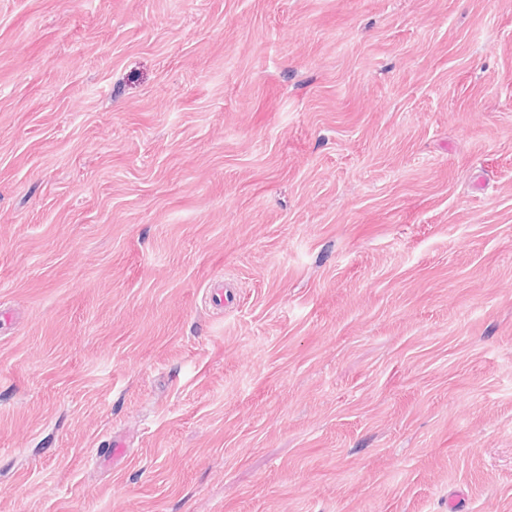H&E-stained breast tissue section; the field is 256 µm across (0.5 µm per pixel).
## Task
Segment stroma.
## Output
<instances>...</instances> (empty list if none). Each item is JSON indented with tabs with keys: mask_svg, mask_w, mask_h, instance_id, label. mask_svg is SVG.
<instances>
[{
	"mask_svg": "<svg viewBox=\"0 0 512 512\" xmlns=\"http://www.w3.org/2000/svg\"><path fill=\"white\" fill-rule=\"evenodd\" d=\"M2 313L0 512H512V0H0Z\"/></svg>",
	"mask_w": 512,
	"mask_h": 512,
	"instance_id": "stroma-1",
	"label": "stroma"
}]
</instances>
